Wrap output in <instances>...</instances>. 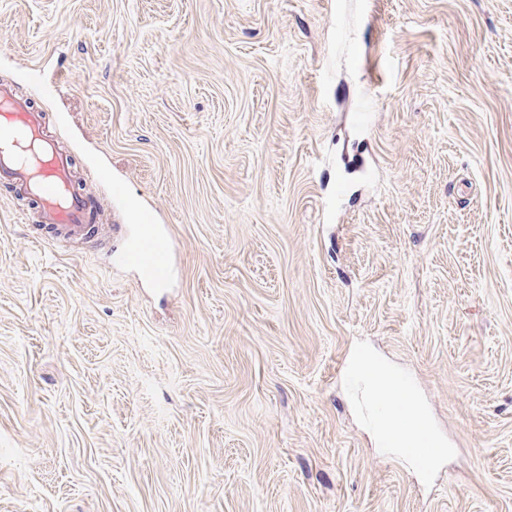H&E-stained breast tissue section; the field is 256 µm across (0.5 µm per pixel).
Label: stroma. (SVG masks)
Segmentation results:
<instances>
[{"instance_id": "obj_1", "label": "stroma", "mask_w": 512, "mask_h": 512, "mask_svg": "<svg viewBox=\"0 0 512 512\" xmlns=\"http://www.w3.org/2000/svg\"><path fill=\"white\" fill-rule=\"evenodd\" d=\"M0 84L175 248L158 287L124 212L42 242L0 181V512H512V0H0ZM388 401L375 399L368 402L370 410L379 416L388 415V448H406L407 457L417 463L432 457L439 459L446 455L447 448H434L432 447L428 435L425 431L419 430L416 440L410 444H404L405 436L408 428L407 417L400 412H390L388 410Z\"/></svg>"}]
</instances>
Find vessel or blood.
Returning a JSON list of instances; mask_svg holds the SVG:
<instances>
[{"label": "vessel or blood", "mask_w": 512, "mask_h": 512, "mask_svg": "<svg viewBox=\"0 0 512 512\" xmlns=\"http://www.w3.org/2000/svg\"><path fill=\"white\" fill-rule=\"evenodd\" d=\"M41 127V114L16 97L11 88L0 86V180H7L36 203L39 223L49 225L55 239L94 238L96 227L90 222L94 199L75 186L67 155L42 135ZM126 215L131 228L125 231L124 244L113 256L114 264L142 267L153 283L167 284L174 272L167 230L159 224L143 223L137 211L127 210ZM388 388V400L403 401L410 382L396 372ZM388 400L369 403L372 412L389 417L388 447L405 448L408 458L418 463L445 456V449L432 447L426 432L406 443L408 420L403 413L389 412Z\"/></svg>", "instance_id": "1"}]
</instances>
